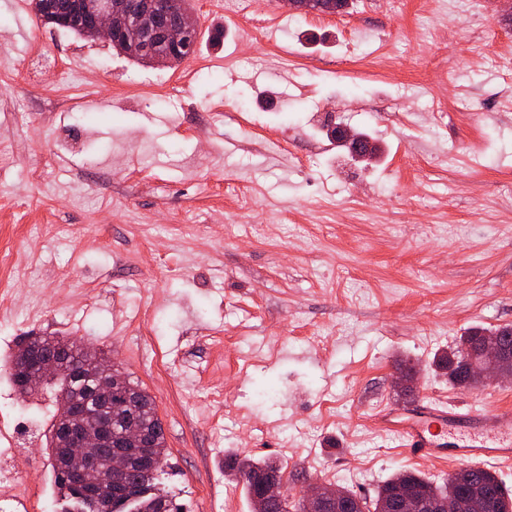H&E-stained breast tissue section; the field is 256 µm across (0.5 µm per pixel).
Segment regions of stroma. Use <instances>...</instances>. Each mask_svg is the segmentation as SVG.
Returning <instances> with one entry per match:
<instances>
[{"label":"stroma","mask_w":512,"mask_h":512,"mask_svg":"<svg viewBox=\"0 0 512 512\" xmlns=\"http://www.w3.org/2000/svg\"><path fill=\"white\" fill-rule=\"evenodd\" d=\"M422 2L353 0L314 25L278 0L234 17L194 0L196 52L169 68L18 26L20 0H0L18 32L0 44V472L32 512L57 497L58 405L54 385L13 387L30 335L94 348L152 396L181 512H251L234 454L278 459L293 502L312 479L367 498L401 470L441 480L453 465L376 425L435 402L492 410L512 441V380L459 388L433 365L466 328L512 326V69L471 64L512 19L466 0L421 40ZM34 41L68 79L20 82ZM338 126L377 162L355 165Z\"/></svg>","instance_id":"obj_1"}]
</instances>
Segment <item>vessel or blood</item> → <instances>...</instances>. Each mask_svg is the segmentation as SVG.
Listing matches in <instances>:
<instances>
[{
    "label": "vessel or blood",
    "mask_w": 512,
    "mask_h": 512,
    "mask_svg": "<svg viewBox=\"0 0 512 512\" xmlns=\"http://www.w3.org/2000/svg\"><path fill=\"white\" fill-rule=\"evenodd\" d=\"M462 421L486 434L500 430V423L492 413L482 410L463 413L454 407L445 410L423 407L407 418L390 419L386 429L395 434L412 454L432 461L468 458L489 463L512 459V443L448 447L444 442L437 440V430L447 429Z\"/></svg>",
    "instance_id": "1"
}]
</instances>
